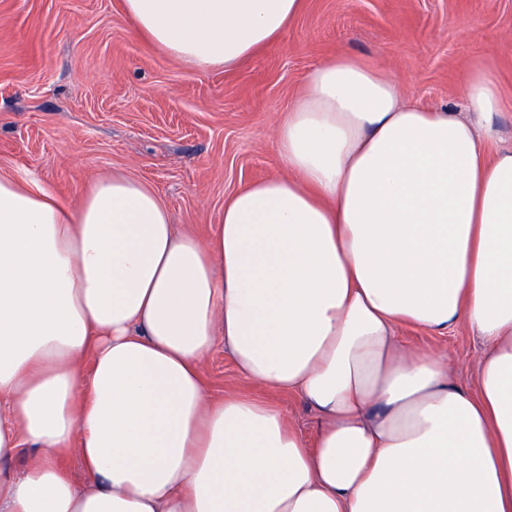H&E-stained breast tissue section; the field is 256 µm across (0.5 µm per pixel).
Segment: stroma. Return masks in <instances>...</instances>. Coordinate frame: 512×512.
Wrapping results in <instances>:
<instances>
[{"label":"stroma","mask_w":512,"mask_h":512,"mask_svg":"<svg viewBox=\"0 0 512 512\" xmlns=\"http://www.w3.org/2000/svg\"><path fill=\"white\" fill-rule=\"evenodd\" d=\"M343 53L375 64L428 108L461 103L490 66L504 93L496 148L512 146V0H306L276 40L232 70L191 71L138 33L122 0H0V171H29L70 203L120 172L157 192L178 230L216 233L225 199L284 174L276 126L314 65ZM474 387L483 345L465 325L395 329ZM208 393L256 397L307 441L321 420L302 398L242 378L223 344Z\"/></svg>","instance_id":"stroma-1"}]
</instances>
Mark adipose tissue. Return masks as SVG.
Returning <instances> with one entry per match:
<instances>
[{"mask_svg": "<svg viewBox=\"0 0 512 512\" xmlns=\"http://www.w3.org/2000/svg\"><path fill=\"white\" fill-rule=\"evenodd\" d=\"M303 3L123 0L190 70L235 67ZM502 105L486 66L457 113L321 62L277 125L287 176L230 195L207 242L124 174L73 206L0 172V512H512V149L486 154ZM401 322L473 330L476 390ZM219 342L318 411L315 442L263 400L208 396Z\"/></svg>", "mask_w": 512, "mask_h": 512, "instance_id": "ef3b65f1", "label": "adipose tissue"}]
</instances>
